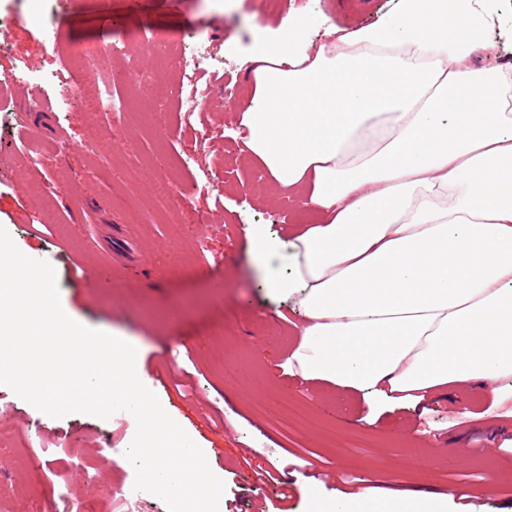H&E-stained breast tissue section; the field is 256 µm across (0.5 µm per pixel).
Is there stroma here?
<instances>
[{
	"mask_svg": "<svg viewBox=\"0 0 512 512\" xmlns=\"http://www.w3.org/2000/svg\"><path fill=\"white\" fill-rule=\"evenodd\" d=\"M393 0H76L49 40L23 5L0 0V226L26 256L55 268L72 319L135 343L147 386L223 473L224 512H305L309 475L325 494L364 491L453 493L465 487L473 512L512 504V416L473 389L371 412L361 396L292 376L285 364L299 336L297 314L266 288L246 228L266 225L284 241L312 213L287 195L251 184L261 170L230 129L233 110L216 92L192 126L173 90L181 58L206 57L231 78L235 103L245 72L227 41L248 46L251 21L306 12L319 26L359 28ZM153 29L164 45L122 52L134 85H113L98 57L113 33ZM77 87L57 94L60 82ZM111 86L121 116L100 111ZM125 134L124 147L113 144ZM201 145L186 163L184 142ZM206 214L181 228L169 211ZM131 236L142 261L113 266V227ZM290 407L274 417L263 402ZM0 512H112L110 487L136 473L124 453L135 431L127 412L52 418L0 385ZM114 447L112 457L99 447Z\"/></svg>",
	"mask_w": 512,
	"mask_h": 512,
	"instance_id": "1",
	"label": "stroma"
}]
</instances>
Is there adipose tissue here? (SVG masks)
I'll return each instance as SVG.
<instances>
[{
    "label": "adipose tissue",
    "mask_w": 512,
    "mask_h": 512,
    "mask_svg": "<svg viewBox=\"0 0 512 512\" xmlns=\"http://www.w3.org/2000/svg\"><path fill=\"white\" fill-rule=\"evenodd\" d=\"M504 0H396L370 25L290 12L243 66L234 137L318 216L267 286L303 316L288 364L381 412L466 386L512 400V62L477 65ZM308 512H466L434 491L322 495Z\"/></svg>",
    "instance_id": "obj_1"
}]
</instances>
